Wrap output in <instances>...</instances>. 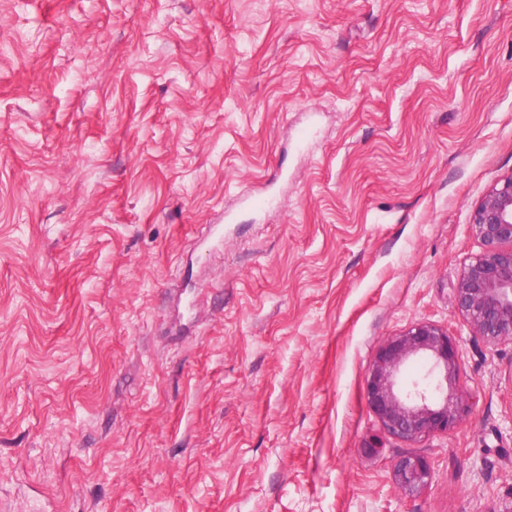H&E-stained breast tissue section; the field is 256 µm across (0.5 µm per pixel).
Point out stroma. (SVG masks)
<instances>
[{"label": "stroma", "instance_id": "stroma-1", "mask_svg": "<svg viewBox=\"0 0 512 512\" xmlns=\"http://www.w3.org/2000/svg\"><path fill=\"white\" fill-rule=\"evenodd\" d=\"M510 174L512 0H0V512H512L455 296ZM419 323L468 410L404 440ZM419 354L430 359L428 372L402 383L401 367ZM458 377L457 347L448 331L430 323L416 324L380 347L367 375L368 403L393 436L415 440L447 432L466 410L456 387ZM396 479L406 492H414L428 484L431 471L425 461L418 457H404L395 465Z\"/></svg>", "mask_w": 512, "mask_h": 512}]
</instances>
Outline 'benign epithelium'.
<instances>
[{"label": "benign epithelium", "instance_id": "obj_1", "mask_svg": "<svg viewBox=\"0 0 512 512\" xmlns=\"http://www.w3.org/2000/svg\"><path fill=\"white\" fill-rule=\"evenodd\" d=\"M470 232L481 251L462 271L455 288L457 307L474 335L496 345L512 341V174L492 185L474 209ZM431 361L428 372L408 384L401 367L415 355ZM457 347L448 332L420 323L388 339L367 375L370 407L391 435L415 440L454 429L466 407L456 382ZM396 479L406 492L428 484L431 471L418 457L395 465Z\"/></svg>", "mask_w": 512, "mask_h": 512}]
</instances>
